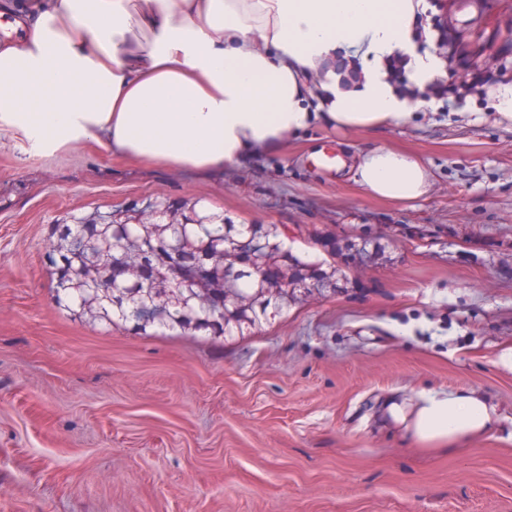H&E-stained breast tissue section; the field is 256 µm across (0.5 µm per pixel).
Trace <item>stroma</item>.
Returning <instances> with one entry per match:
<instances>
[{"mask_svg":"<svg viewBox=\"0 0 512 512\" xmlns=\"http://www.w3.org/2000/svg\"><path fill=\"white\" fill-rule=\"evenodd\" d=\"M438 16L456 51L478 29L512 62V0ZM409 106L377 131L314 124L216 173L36 154L0 131V512H512V123L492 105ZM377 146L414 154L428 193L363 190L351 165ZM98 211L276 224L316 255L365 238L378 259L244 336H142L52 300L51 225ZM470 389L495 429L450 452L383 414L394 395Z\"/></svg>","mask_w":512,"mask_h":512,"instance_id":"obj_1","label":"stroma"}]
</instances>
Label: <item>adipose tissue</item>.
<instances>
[{
	"mask_svg": "<svg viewBox=\"0 0 512 512\" xmlns=\"http://www.w3.org/2000/svg\"><path fill=\"white\" fill-rule=\"evenodd\" d=\"M422 0H0V130L30 150L98 146L176 169L220 170L281 150L312 122L384 128L409 105L386 80L400 51L420 84L441 60L414 41ZM359 59L345 87L339 55ZM354 179L408 202L429 190L413 156L378 146ZM420 447L453 449L495 423L488 398L467 390L384 405Z\"/></svg>",
	"mask_w": 512,
	"mask_h": 512,
	"instance_id": "1",
	"label": "adipose tissue"
}]
</instances>
